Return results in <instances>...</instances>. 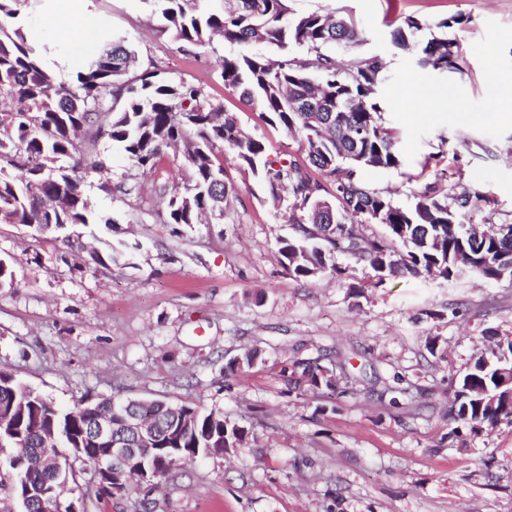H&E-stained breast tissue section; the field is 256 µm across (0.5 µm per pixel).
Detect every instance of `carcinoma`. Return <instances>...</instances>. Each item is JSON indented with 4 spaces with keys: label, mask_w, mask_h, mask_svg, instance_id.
Masks as SVG:
<instances>
[{
    "label": "carcinoma",
    "mask_w": 512,
    "mask_h": 512,
    "mask_svg": "<svg viewBox=\"0 0 512 512\" xmlns=\"http://www.w3.org/2000/svg\"><path fill=\"white\" fill-rule=\"evenodd\" d=\"M20 2L0 0V224H90L95 213L84 188L90 173L101 175L99 189L108 194L139 195L143 185L137 174L154 169L165 151L179 144L180 181L168 194L164 223L199 224L204 213L224 216L235 198L224 179L228 149L259 176L292 225L294 235L280 240L279 251L297 279L342 273L334 262L338 251L370 266L379 284L393 271L414 277L436 272L447 280L512 276V224L499 226L498 240L475 244L461 222L477 204L468 191L450 195L436 177L401 206L361 180L360 169H398L403 155L398 133L384 125L377 97L385 79L382 60L362 58L344 67L322 52L330 44L360 41L351 16L298 12L289 0H224L219 15L206 11L201 0H147L163 18L157 34L183 54L199 57L216 35L241 47L220 63L225 88L257 104L269 122L301 139L308 159L302 166L269 159L263 142L242 130L235 115L214 104L201 86L171 81L155 71L130 75L136 54L123 37L112 38L71 81L57 78L43 66L22 27L7 22L18 14ZM422 27L421 19L407 17L393 34L394 43L410 48L409 37ZM256 46L274 47L282 56L273 60ZM293 46L306 48L313 58L289 56ZM459 59L457 42L434 36L420 47L418 64L446 72L458 69ZM104 138L129 163V173L116 183L98 152ZM312 169L322 179L314 178ZM318 201L332 204L338 224L321 237L315 233V225L323 223L314 212ZM379 222L386 225L385 238L360 236L359 225ZM505 365L495 353L478 358L452 379L453 392L468 394L454 421L472 428L512 416V406L501 401L489 406L473 400L479 391H496ZM336 372L331 365L304 359L281 370L291 389L306 385L355 394ZM7 399L20 407L0 431L10 447L7 473L22 475L14 480L15 494L25 495L22 512H47L56 508L53 494L44 489L47 476L24 472L19 450L56 446L72 452L79 467L71 469L68 479L75 484L94 467L100 449L73 451L89 430L87 414L78 406L61 409L15 379L0 386V402ZM152 406L158 448H181L190 456L198 448L214 447L221 437L229 446L246 443L248 428L224 419L219 408L186 406L193 426L181 430L166 415L169 404L154 401Z\"/></svg>",
    "instance_id": "1"
}]
</instances>
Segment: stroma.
Returning a JSON list of instances; mask_svg holds the SVG:
<instances>
[{
    "label": "stroma",
    "mask_w": 512,
    "mask_h": 512,
    "mask_svg": "<svg viewBox=\"0 0 512 512\" xmlns=\"http://www.w3.org/2000/svg\"><path fill=\"white\" fill-rule=\"evenodd\" d=\"M291 6L351 15L361 41L329 54L387 64L379 96L405 163L363 168L370 188L405 205L440 173L449 193L481 195L471 223L512 224V94L486 80L492 67L512 74V0ZM87 8L98 19L88 39L127 37L139 68L203 85L270 158L305 163L298 138L225 88L218 60L236 45L218 39L194 59L156 37L160 20L144 0H89ZM45 9L32 0L19 21L31 43L49 47L66 80L79 66L56 55L66 39L45 27ZM458 14L469 19L464 28H438ZM409 16L425 22L415 41L444 33L458 43V70L421 69L415 51L394 45ZM224 168L237 198L216 224L159 222L161 189L178 178L170 151L149 177L154 190L138 197L108 195L91 174L97 223L44 231L0 224V260L13 275L0 287V368L63 407L157 398L223 409L249 430L246 448L177 467L146 497L101 499L81 483L85 512H512V420L458 437L448 414L451 377L512 336V278L398 275L377 286L369 266L340 253L343 275L296 279L279 252L291 225L233 152ZM248 350L259 353L252 369L225 372L229 358ZM336 356L365 392L336 397L304 386L286 394L285 361ZM399 378L409 389L397 405L370 397Z\"/></svg>",
    "instance_id": "stroma-1"
}]
</instances>
